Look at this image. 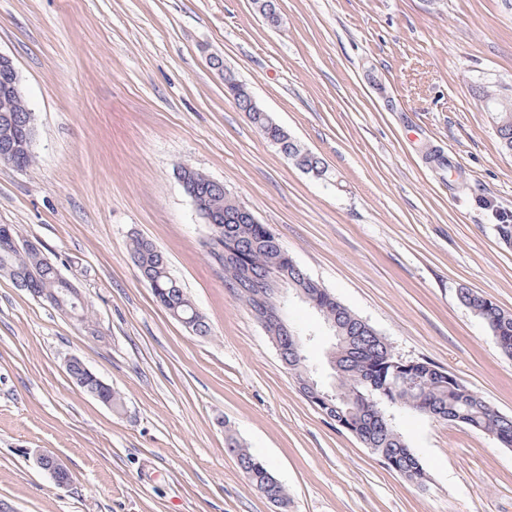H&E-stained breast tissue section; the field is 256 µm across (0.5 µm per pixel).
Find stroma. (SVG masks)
<instances>
[{"mask_svg": "<svg viewBox=\"0 0 512 512\" xmlns=\"http://www.w3.org/2000/svg\"><path fill=\"white\" fill-rule=\"evenodd\" d=\"M0 0V53L34 114L36 160L0 162V224L38 241L89 301L100 337L0 277V501L15 512H512V447L390 409L425 489L298 389L250 307L208 256L209 224L178 178L223 184L396 356L451 371L512 415V357L459 300L512 313V153L481 88L512 90V0ZM322 157L279 154L209 63ZM440 152L448 167L429 163ZM150 239L209 323L157 303L130 239ZM288 322L326 386L332 339L294 300ZM76 357L120 396L69 377ZM265 460L275 506L225 449ZM52 451L72 481L35 463Z\"/></svg>", "mask_w": 512, "mask_h": 512, "instance_id": "stroma-1", "label": "stroma"}]
</instances>
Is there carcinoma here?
I'll use <instances>...</instances> for the list:
<instances>
[{"label": "carcinoma", "instance_id": "carcinoma-1", "mask_svg": "<svg viewBox=\"0 0 512 512\" xmlns=\"http://www.w3.org/2000/svg\"><path fill=\"white\" fill-rule=\"evenodd\" d=\"M499 96L500 92L493 90L486 92L483 98L490 111L500 113L498 136L502 147L511 152L512 112L502 111ZM31 115L25 99H0V141L4 143L15 136ZM252 124L279 153H288V159L297 167L317 177L326 173L323 159L303 148L284 127L270 120L269 113H252ZM179 177L184 180V191L196 194L202 202L209 204L215 223L222 226V230L211 235L207 242L210 257L221 259L226 250L237 253L235 265L224 268V279L238 277L243 269L258 276L284 271L298 277L286 261L288 251L268 245V238L273 235L270 228L242 220L241 205L229 197L224 188L191 167H180ZM11 237L18 241L22 234L13 224H0V272L9 277L16 287L40 301L46 294L58 295L61 300L54 304V308L66 314L72 311V304H77L80 324H89L88 306L70 295L69 285L60 278L57 266L43 261L34 252L14 249L9 242ZM131 251L141 278L149 284L156 300L169 315L191 324L195 335H209V324L170 273L166 259L154 244L136 236L132 238ZM459 300L478 317L492 322L489 326L491 332L509 338V344L502 347V351L512 355V314L493 301H485L482 294L468 288L461 289ZM320 305L322 312L337 323V327L331 329L334 338L331 353L339 357L343 350L351 349L349 358L344 360L346 367L336 380L333 421L343 428H355V436L382 457L388 467L399 472L410 484L423 485L426 478L423 467L387 415V407L390 406L387 398L361 382L363 376L393 381V367L386 358V354L392 351L390 344L332 293L325 292ZM68 373L89 394L119 406L112 389L102 387L90 378L80 359H74ZM415 376L420 379V388L391 390V397L397 400L395 406L435 420L463 423L483 432L505 429L512 436V424L492 415L486 400L450 371L426 360H418ZM226 447L236 456L242 472L262 496H273L282 505L288 503L283 485L267 486V477L272 471L265 461L232 436L226 439Z\"/></svg>", "mask_w": 512, "mask_h": 512}]
</instances>
